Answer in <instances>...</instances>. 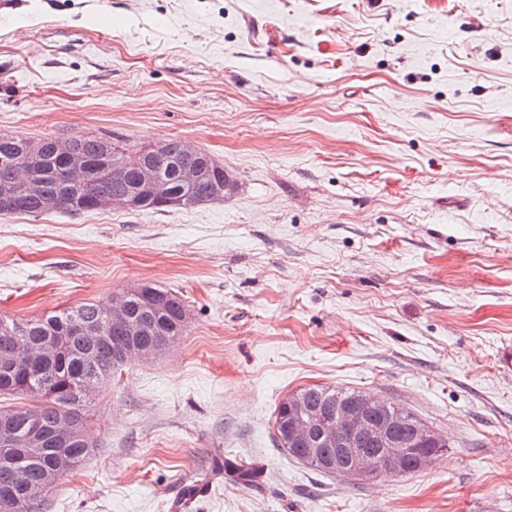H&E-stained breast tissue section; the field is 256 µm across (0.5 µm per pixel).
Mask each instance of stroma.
<instances>
[{"instance_id": "35a3bbf8", "label": "stroma", "mask_w": 512, "mask_h": 512, "mask_svg": "<svg viewBox=\"0 0 512 512\" xmlns=\"http://www.w3.org/2000/svg\"><path fill=\"white\" fill-rule=\"evenodd\" d=\"M179 139L235 182L165 211L0 215V316L151 283L186 331L85 421L46 512H512V0H0V134ZM349 388L448 437L344 481L276 406ZM254 463L240 486L215 460Z\"/></svg>"}]
</instances>
